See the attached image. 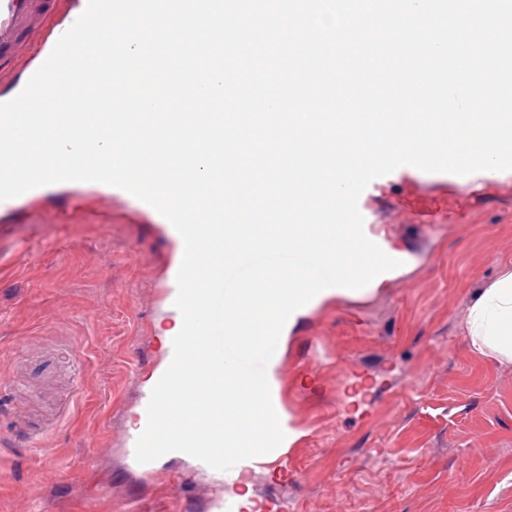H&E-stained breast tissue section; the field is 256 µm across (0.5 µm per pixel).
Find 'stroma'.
Returning a JSON list of instances; mask_svg holds the SVG:
<instances>
[{"label":"stroma","mask_w":512,"mask_h":512,"mask_svg":"<svg viewBox=\"0 0 512 512\" xmlns=\"http://www.w3.org/2000/svg\"><path fill=\"white\" fill-rule=\"evenodd\" d=\"M386 180L367 230L407 263L301 316L274 353L296 438L245 481L288 512H512V363L460 334L512 261V178L461 192L440 224L396 222ZM164 218L89 183L0 209V512H219L238 486L175 455L141 464L132 425L168 360L178 266ZM44 436V446L34 444Z\"/></svg>","instance_id":"obj_1"}]
</instances>
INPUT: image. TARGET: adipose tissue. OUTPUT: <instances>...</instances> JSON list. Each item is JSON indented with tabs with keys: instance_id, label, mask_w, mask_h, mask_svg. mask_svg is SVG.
Instances as JSON below:
<instances>
[{
	"instance_id": "adipose-tissue-1",
	"label": "adipose tissue",
	"mask_w": 512,
	"mask_h": 512,
	"mask_svg": "<svg viewBox=\"0 0 512 512\" xmlns=\"http://www.w3.org/2000/svg\"><path fill=\"white\" fill-rule=\"evenodd\" d=\"M463 333L474 352L512 362V264H504L497 278L474 297Z\"/></svg>"
}]
</instances>
